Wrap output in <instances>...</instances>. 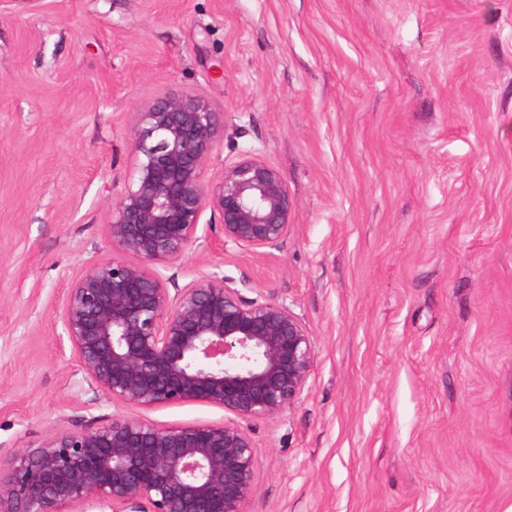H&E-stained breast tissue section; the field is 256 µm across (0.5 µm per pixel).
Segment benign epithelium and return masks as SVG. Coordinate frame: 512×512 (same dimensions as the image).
<instances>
[{
	"mask_svg": "<svg viewBox=\"0 0 512 512\" xmlns=\"http://www.w3.org/2000/svg\"><path fill=\"white\" fill-rule=\"evenodd\" d=\"M224 113L169 95L132 127V183L112 205L114 256L86 264L57 309L85 376L114 402H201L240 419L275 417L303 392L315 347L287 305L248 298L216 275L170 293L161 269L200 242L216 211L224 248L279 243L295 202L251 148L206 181ZM250 434L233 421L157 426L116 417L55 431L0 462V512H245L255 493Z\"/></svg>",
	"mask_w": 512,
	"mask_h": 512,
	"instance_id": "benign-epithelium-1",
	"label": "benign epithelium"
}]
</instances>
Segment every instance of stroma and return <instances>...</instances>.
<instances>
[{"label": "stroma", "mask_w": 512, "mask_h": 512, "mask_svg": "<svg viewBox=\"0 0 512 512\" xmlns=\"http://www.w3.org/2000/svg\"><path fill=\"white\" fill-rule=\"evenodd\" d=\"M185 92L224 115L208 181L253 146L295 200L261 254L205 212L163 272L286 304L315 344L297 402L242 423L246 512H506L512 0H0V458L115 416L227 420L111 401L56 322L112 253L136 113Z\"/></svg>", "instance_id": "obj_1"}]
</instances>
